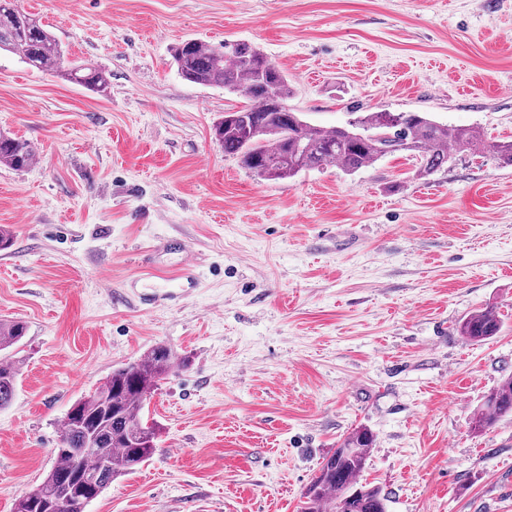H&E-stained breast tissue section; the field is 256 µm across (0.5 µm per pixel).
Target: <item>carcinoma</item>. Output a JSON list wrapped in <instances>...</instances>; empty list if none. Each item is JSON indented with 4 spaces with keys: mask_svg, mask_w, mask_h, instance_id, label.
<instances>
[{
    "mask_svg": "<svg viewBox=\"0 0 512 512\" xmlns=\"http://www.w3.org/2000/svg\"><path fill=\"white\" fill-rule=\"evenodd\" d=\"M0 51L16 53L32 67L49 69L65 80L104 93L109 81L92 64H66L56 36L39 18L24 11L19 0H0ZM173 60L186 80L221 86L247 100L224 113L213 126L224 153L267 180L292 178L302 170L334 163L348 174L372 166L381 157L405 153L416 161V176L428 177L465 153L489 148L512 165V141L488 144L473 128L440 124L425 112H366L345 126L323 128L304 120L288 106V74L263 50L244 41L214 47L195 39L181 41ZM382 131V140L375 133ZM34 160L31 146L0 135V164L21 170ZM503 320L498 308L486 306L464 316L456 330L465 341L481 343L498 335ZM25 323H0V408L16 391L20 367L9 349L23 337ZM184 363L165 345H156L137 360L112 370L95 391L76 400L62 423L57 462L42 483L19 498L14 512H84L81 500L101 496L112 481L146 463L155 450L157 426L145 418L148 397L172 370ZM512 413V377L505 379L474 414L472 429L481 432ZM373 434L360 428L321 465L305 490L303 512H386L381 490L362 483ZM80 472L92 480L87 490L70 492L67 482Z\"/></svg>",
    "mask_w": 512,
    "mask_h": 512,
    "instance_id": "cac0c4a2",
    "label": "carcinoma"
}]
</instances>
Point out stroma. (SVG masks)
Returning a JSON list of instances; mask_svg holds the SVG:
<instances>
[{
    "label": "stroma",
    "instance_id": "stroma-1",
    "mask_svg": "<svg viewBox=\"0 0 512 512\" xmlns=\"http://www.w3.org/2000/svg\"><path fill=\"white\" fill-rule=\"evenodd\" d=\"M107 94L0 52V322L24 321L0 409V512L56 463L71 405L163 343L189 360L148 399L156 450L87 512H298L323 460L374 435L387 512H512V416L471 428L512 376V166L491 151L426 179L392 154L265 180L212 126L245 100L183 79L192 38L258 45L288 104L333 127L427 112L512 140V0H19ZM188 243L200 282L161 297L136 257ZM159 294L150 309L143 293ZM497 305L494 338L455 332ZM33 160L34 152L27 142L0 135V164L21 170L29 167Z\"/></svg>",
    "mask_w": 512,
    "mask_h": 512
}]
</instances>
